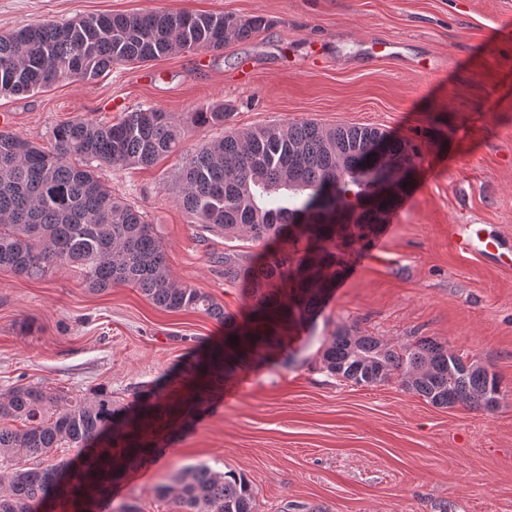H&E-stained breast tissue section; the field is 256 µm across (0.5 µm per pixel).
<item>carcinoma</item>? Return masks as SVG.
I'll list each match as a JSON object with an SVG mask.
<instances>
[{"label": "carcinoma", "instance_id": "cac0c4a2", "mask_svg": "<svg viewBox=\"0 0 512 512\" xmlns=\"http://www.w3.org/2000/svg\"><path fill=\"white\" fill-rule=\"evenodd\" d=\"M270 26L261 16L145 12L37 21L0 35V95L45 88L61 77L92 80L114 64L143 63L176 51L215 52ZM224 109L197 112L200 126L222 125ZM45 151L0 130V270L42 279L79 270L92 291L130 285L156 306L225 320L224 307L174 281L163 245L139 210L112 194L96 170L150 167L172 153L182 127L170 112L148 107L116 122L69 120ZM420 145L370 125L323 128L311 121L233 131L206 142L179 176L180 204L194 223L226 240L264 247L258 256L226 249L215 256L224 282L254 290L256 314L297 318L333 285L353 245L375 235L415 174ZM225 340L224 357L256 351L257 331ZM326 370L357 386L398 380L442 407L492 410L501 384L486 369L431 339L396 349L376 336L341 332L320 350ZM116 414L112 393L92 395L18 384L0 394V512H43L50 501L70 512H140L112 503V482L147 453L130 443L121 456L104 448L80 469L50 463L63 444L94 441ZM22 428L13 427L16 422ZM175 512H254L244 473L207 465L184 469L157 490Z\"/></svg>", "mask_w": 512, "mask_h": 512}]
</instances>
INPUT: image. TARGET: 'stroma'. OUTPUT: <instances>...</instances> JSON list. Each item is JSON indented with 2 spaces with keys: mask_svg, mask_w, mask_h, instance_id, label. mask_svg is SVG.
I'll use <instances>...</instances> for the list:
<instances>
[{
  "mask_svg": "<svg viewBox=\"0 0 512 512\" xmlns=\"http://www.w3.org/2000/svg\"><path fill=\"white\" fill-rule=\"evenodd\" d=\"M145 11L260 15L268 30L217 53L180 51L0 95L9 131L43 147L80 119L110 122L153 107L183 128L150 167L102 170L138 209L182 284L221 303L219 323L168 311L140 291H89L79 272L28 280L0 270V393L38 382L103 389L119 409L97 442H122L141 405L154 462L127 469L114 501L173 512L156 490L205 463L243 472L256 512H512V268L448 247L452 224H483L512 245V0H0V34L37 21ZM228 107L225 126L195 113ZM312 120L372 125L438 142L434 174L339 298L322 292L298 323L260 322L248 284L226 283L204 234L178 201L186 155L226 128ZM268 336L260 358L207 378L197 365L227 334ZM340 330L394 347L428 338L495 373L497 408L437 407L397 382L357 386L330 375L319 350ZM175 449L167 458L166 449Z\"/></svg>",
  "mask_w": 512,
  "mask_h": 512,
  "instance_id": "35a3bbf8",
  "label": "stroma"
}]
</instances>
